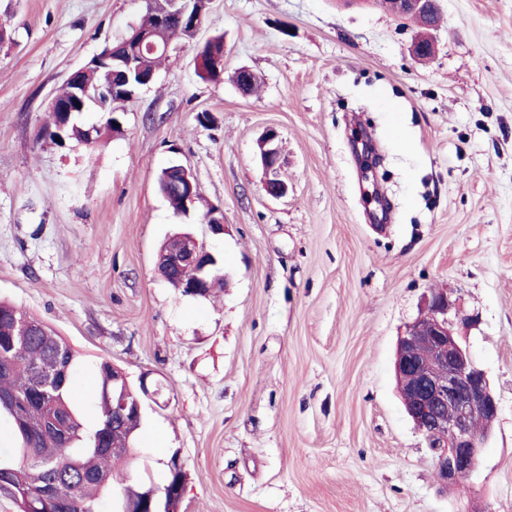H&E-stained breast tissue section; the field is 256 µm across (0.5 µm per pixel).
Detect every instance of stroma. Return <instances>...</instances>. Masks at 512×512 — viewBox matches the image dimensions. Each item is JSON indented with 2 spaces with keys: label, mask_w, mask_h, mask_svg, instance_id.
Instances as JSON below:
<instances>
[{
  "label": "stroma",
  "mask_w": 512,
  "mask_h": 512,
  "mask_svg": "<svg viewBox=\"0 0 512 512\" xmlns=\"http://www.w3.org/2000/svg\"><path fill=\"white\" fill-rule=\"evenodd\" d=\"M439 8L423 60L418 24L383 0H213L120 133L52 144L51 97L146 2L0 0V298L79 352L78 384L104 359L159 386L132 475L161 483L180 451L181 512H512V0ZM218 34L216 83L196 56ZM269 129L279 198L258 157ZM173 163L203 205L177 212L159 192ZM180 228L218 255V297L160 275ZM433 290L456 299L454 331L499 406L448 491L393 371ZM278 133L267 130L260 140V161L268 178L265 182V191L273 197H282L288 193V185L279 178L280 154L277 146Z\"/></svg>",
  "instance_id": "35a3bbf8"
}]
</instances>
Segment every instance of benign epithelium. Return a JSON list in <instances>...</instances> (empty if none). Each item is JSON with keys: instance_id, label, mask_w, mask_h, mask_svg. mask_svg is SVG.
Segmentation results:
<instances>
[{"instance_id": "7a95c632", "label": "benign epithelium", "mask_w": 512, "mask_h": 512, "mask_svg": "<svg viewBox=\"0 0 512 512\" xmlns=\"http://www.w3.org/2000/svg\"><path fill=\"white\" fill-rule=\"evenodd\" d=\"M212 0H146L154 17L155 28L134 29L125 44H134L123 56H114L112 72L120 79L105 92L94 97L100 109L104 110L111 98L121 97L127 102L135 94L125 93L124 84L129 74L136 73L139 86H146L155 77L156 70L147 68L145 57L158 51H170V43L162 39V32L171 18L176 17L193 31H198L203 18L209 12ZM438 10L437 0H397L395 14L399 17L425 22ZM89 96L85 86L76 82L68 99L54 97L51 108L64 121L74 112L85 107ZM278 133L267 130L260 140V161L268 178L265 191L273 197L288 193V184L279 178L280 154L277 146ZM180 171V191L185 205L195 201L197 183L187 167L177 164ZM204 220L214 235L224 233V212L214 207L204 215ZM178 242L173 253V262L178 265L199 268L201 276L187 283L177 280L174 288L187 290L191 297H205L208 280L202 276L213 257L206 243L190 232L171 235ZM461 318L457 302L442 292H433L427 300L426 313L409 324L398 336L395 355V376L397 388L409 417L422 431L429 447L435 453V469L439 482L448 488L460 485L476 469L478 457L488 433L475 431L472 417L481 412L486 428L492 429L498 413L497 401L491 392L486 375L471 358L467 349L454 335V322Z\"/></svg>"}]
</instances>
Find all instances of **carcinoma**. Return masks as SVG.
<instances>
[{"label":"carcinoma","mask_w":512,"mask_h":512,"mask_svg":"<svg viewBox=\"0 0 512 512\" xmlns=\"http://www.w3.org/2000/svg\"><path fill=\"white\" fill-rule=\"evenodd\" d=\"M224 41L219 35L209 40L199 52L203 60L200 77L216 82L224 70H216L213 58L223 57ZM76 79L90 91L112 84V68L91 66L76 74ZM125 111V104L109 107L105 121L89 128L78 122L79 113L71 115L66 135L86 143H95L112 131V112ZM160 192L176 211L184 210V198L175 189L166 171L158 178ZM166 278L178 276L190 282L191 269L177 268L165 259L158 267ZM23 324L35 326L36 335L27 344L12 346L13 336ZM79 364L77 351L49 324L30 315L17 305L0 301V416L9 418L14 451L0 454V496L8 497L18 512H99L102 497L120 493L119 503L128 500L143 503L138 481L118 478L113 464L136 463L137 449L128 447L136 441L143 417L136 411L142 401L134 387L126 393L127 416L112 427V379L119 376L108 361L97 365L94 383L77 389L73 373ZM92 405L98 413L94 429L86 428L82 407ZM172 454L166 464L165 481L156 487L159 495L171 498L182 487L186 473Z\"/></svg>","instance_id":"cac0c4a2"}]
</instances>
